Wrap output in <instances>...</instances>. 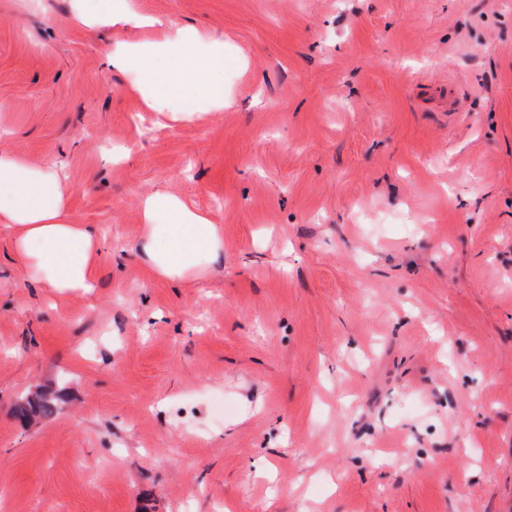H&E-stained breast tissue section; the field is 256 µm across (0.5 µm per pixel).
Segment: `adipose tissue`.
Returning a JSON list of instances; mask_svg holds the SVG:
<instances>
[{
  "label": "adipose tissue",
  "mask_w": 512,
  "mask_h": 512,
  "mask_svg": "<svg viewBox=\"0 0 512 512\" xmlns=\"http://www.w3.org/2000/svg\"><path fill=\"white\" fill-rule=\"evenodd\" d=\"M112 63L135 75L148 109L163 116L200 118L224 107V41L193 27L132 44ZM63 208L56 165L34 168L0 150V223L13 232V261L29 286L55 295L92 288L102 249L97 228L65 222ZM139 212L137 250L163 279L197 278L224 253L222 226L174 195H146Z\"/></svg>",
  "instance_id": "ef3b65f1"
}]
</instances>
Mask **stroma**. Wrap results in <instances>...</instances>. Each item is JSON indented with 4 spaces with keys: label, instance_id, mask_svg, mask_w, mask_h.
<instances>
[{
    "label": "stroma",
    "instance_id": "1",
    "mask_svg": "<svg viewBox=\"0 0 512 512\" xmlns=\"http://www.w3.org/2000/svg\"><path fill=\"white\" fill-rule=\"evenodd\" d=\"M128 5L0 0V149L103 243L58 298L0 225V512H512V0ZM166 25L223 39V111L113 66ZM157 190L222 224L202 277L134 251ZM98 11L85 16L90 25L108 24L112 26L155 25L159 23L151 18L138 17L127 9L123 0H99ZM160 24V23H159ZM57 397L49 391H42L33 397L27 396L14 408V414L21 419H29L33 416L47 417L52 415L57 408Z\"/></svg>",
    "mask_w": 512,
    "mask_h": 512
}]
</instances>
